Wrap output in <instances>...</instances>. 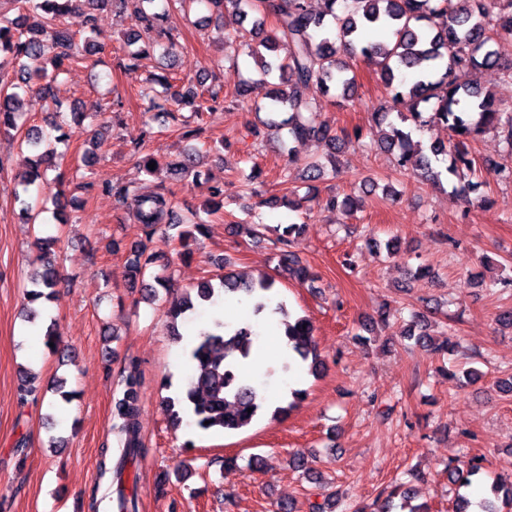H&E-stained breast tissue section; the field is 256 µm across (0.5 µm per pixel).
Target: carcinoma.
I'll list each match as a JSON object with an SVG mask.
<instances>
[{
  "label": "carcinoma",
  "mask_w": 512,
  "mask_h": 512,
  "mask_svg": "<svg viewBox=\"0 0 512 512\" xmlns=\"http://www.w3.org/2000/svg\"><path fill=\"white\" fill-rule=\"evenodd\" d=\"M73 0H25L23 12L11 18L0 14V132L18 131L24 126L22 95L27 93L32 77L44 83L41 92L53 94V82L63 71L65 62L79 56L80 51L96 52L90 34L96 29L94 10L98 7L132 9L141 16L142 30L124 39L127 56L139 61L159 50L176 56L180 48L177 39L168 35L167 42L155 39L158 23L170 11L188 12L195 4H203L216 14L230 10L242 20L257 11L275 20L271 33L254 41L264 23L256 18L251 28L244 27L224 34L220 48L238 45L247 55L256 59L257 78L241 81L235 89L236 96L245 98L254 86L267 88L265 104L254 102V110L263 109L280 117L255 126L251 136L263 137L266 132L277 134L285 131L295 142H311L322 147L328 155L345 145H356L363 138V129L341 130L333 134L328 126H311L304 113L317 109V102L308 96L314 86L327 96L342 88L343 95L354 92L357 83L348 60L360 58L371 62L380 79L390 90V99L382 112L374 113L380 127L377 145L386 152L399 151L398 166L410 170L426 180L435 182L447 178L452 190L469 194L479 190L486 181L478 174L512 176V111L501 108L494 95L488 93L477 80V72L499 69L502 66L503 36L512 37V0H458L459 7L448 12L444 0H344V7H337L338 0H322V7L315 10L310 0H165L163 12L152 10L155 0H86L91 13L85 16V31L89 36L84 44L62 26L61 17L70 10ZM371 29H383L389 35L386 42L367 38ZM282 41L291 46L288 60L276 55ZM204 82L192 79L181 91L170 92L168 77L153 74L146 79L139 92L144 112L164 110L165 105L190 106L199 115L220 105L217 93L210 100L201 99L198 88ZM56 121L52 130L57 136L45 134L40 129L29 128L22 140L34 153L30 170L22 180L23 192L29 187L44 190L45 174L41 166L50 160V150L42 146L55 138L65 137L64 102L54 100ZM396 114L397 121L390 120ZM426 121L437 123L448 130V143L431 146V155L413 159L416 153L407 131L406 123ZM494 130L504 144L503 163L485 159L477 163L472 153V143L485 131ZM156 162L153 170L150 162ZM138 165L155 175L167 169L183 177H199L193 160L184 158L176 163L166 162L155 155L138 158ZM122 200H131L133 216L148 229V236L161 233L165 242L174 246L178 258L191 255L190 242L201 233L203 225L184 222L178 218L176 202L164 192L143 194L130 185L114 189ZM327 208L353 215L356 203L351 197L342 199L331 196L325 199ZM301 225L286 224L272 240L278 264L297 282L312 284L317 275L305 265L294 250L295 238ZM55 237L36 238L42 271L32 278V288L27 291L28 301L55 295L58 284L56 260L52 251ZM160 258L147 253V246L138 244L129 261L131 279L140 284L142 298L151 301L157 288L171 285L167 275L171 262L161 265V271L150 273L151 264ZM231 295H245L252 301L251 318L245 321L224 322L218 318L197 330V342L189 351L188 364L193 377L186 391L164 397L174 424L188 415L203 431H239L250 426L266 413L278 416L287 413L306 397L303 390L290 392L291 400L284 405L271 407L259 398L252 379L240 368V361L252 356L253 347L261 336L258 319L276 300L274 314L283 316L279 321L278 336L285 340L291 362H307L312 370L323 365L313 337V327L303 316L288 310L278 299L275 280L264 276L243 282L235 275L218 276V282L203 278L186 296L173 301L169 315L177 322L188 311L202 305H216ZM36 374L22 371L20 387L21 404L35 394ZM122 394L112 404V430L117 433L119 454L112 467L101 463L100 476L112 474L116 481L117 512H139L138 498L126 492L124 475L127 468L136 466L147 454L139 420L141 382L131 370L123 379ZM449 478L457 488L471 485V477L480 473V460L471 458L448 459ZM382 503L362 505L355 512H430L426 503L411 504L409 492L395 485L383 490Z\"/></svg>",
  "instance_id": "1"
}]
</instances>
